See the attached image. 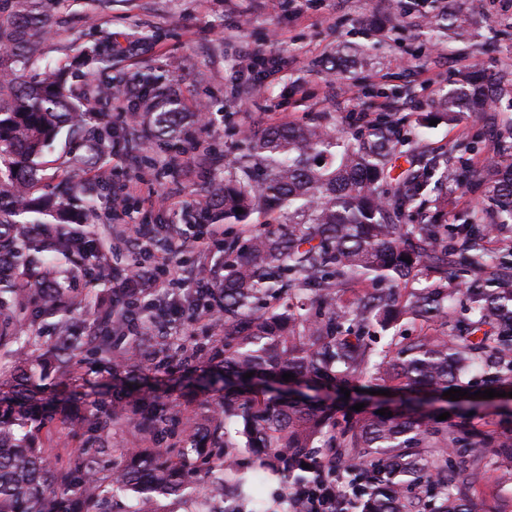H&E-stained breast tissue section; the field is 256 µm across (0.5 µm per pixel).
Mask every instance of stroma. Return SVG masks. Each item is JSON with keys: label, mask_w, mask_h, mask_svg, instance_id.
I'll use <instances>...</instances> for the list:
<instances>
[{"label": "stroma", "mask_w": 512, "mask_h": 512, "mask_svg": "<svg viewBox=\"0 0 512 512\" xmlns=\"http://www.w3.org/2000/svg\"><path fill=\"white\" fill-rule=\"evenodd\" d=\"M469 2L471 36L447 46L435 44L411 25L393 9L392 0H66L61 6L45 0L56 25L38 39L41 63L76 56L80 46L113 35L123 72L156 69L164 86L180 98L182 128L192 142L185 150L157 139L143 143L144 160L136 165L115 154L100 179L93 169L80 170L76 181L81 193L97 202L96 211L83 214L80 221L93 226L97 239L109 245L78 269L57 259V278L66 298L89 296L98 308L111 307L117 278L132 266H151V255L142 245L148 230L160 223L168 225L167 235L177 244L176 257L186 271L203 260L222 262L219 246L185 243L181 234L192 223L197 203L223 183L225 157L243 146L241 130L280 120L307 124L322 112L338 127L361 130L358 117L374 111L375 102L362 96L360 88L378 82L400 88L399 98L388 108L414 127L434 111L441 89L460 71L473 66L493 71L512 64V5L507 0ZM366 25L378 29V36L365 40L351 66L328 69V60L351 40L354 29ZM249 49L269 59V66L254 64L245 55ZM414 50L423 56L422 67L411 62ZM96 81L83 65L68 73L74 98L116 120L112 98L89 96ZM424 135L435 147L460 138L475 142L480 159L496 153L495 138L475 113L450 124L437 123ZM84 141V135L62 130L39 178L56 183L72 160L84 155ZM130 182L135 190L127 211L113 212L114 189ZM160 300L181 308L166 328L171 349L207 341L208 324L192 320L186 290H173ZM73 321L82 362L67 375L53 363L36 367L41 402L78 399L93 389L106 398L112 395V366L93 352L99 334L94 314L79 307ZM252 482V490L237 499L241 512H290L279 477L256 472Z\"/></svg>", "instance_id": "1"}]
</instances>
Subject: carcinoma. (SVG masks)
<instances>
[{
    "instance_id": "1",
    "label": "carcinoma",
    "mask_w": 512,
    "mask_h": 512,
    "mask_svg": "<svg viewBox=\"0 0 512 512\" xmlns=\"http://www.w3.org/2000/svg\"><path fill=\"white\" fill-rule=\"evenodd\" d=\"M433 39L461 34L463 5L433 0ZM37 0L0 5V255H11L23 279L0 278V351L19 343L10 312L28 302L58 318L49 350L67 370L78 352L68 335L62 306L41 282L53 279L52 261L85 260L93 242L72 227L74 187L61 180L39 186L36 171L60 130L87 129L97 145L80 164L102 168L114 148L140 161L141 143L117 126L100 124V113L75 103L59 63L38 76L27 69L39 51L31 30L49 29ZM107 37L82 52L99 76L116 66ZM115 99L141 118V138L180 132L177 98L164 94L153 112L139 102L160 88L152 72L117 77ZM509 99L512 68L486 73L469 69L441 94L440 111L427 119L453 121L461 112H487L497 140L495 162L451 169L454 154L471 153L459 140L428 149L405 119L380 108L366 130H340L324 119L293 121L243 132L244 147L224 159V186L197 205V224L242 225L224 242V274L198 265L206 288L189 304L208 300L215 311L206 347L183 350L199 374L198 389L224 391V403L203 423L183 422L175 401L159 395L128 404L90 401L91 422L83 445L62 455L39 448L28 422L41 430L58 415L28 409L0 412V512H112V496L132 497L131 512H162L169 497L234 493L237 460L230 448H246L296 491L294 512H309L307 495L346 484L331 512H476L472 498L497 488L493 462L506 465L512 483V413L491 432L466 417L437 420L447 408L425 409L461 387L512 390V246L498 252L488 241L512 230V117L498 120L492 105ZM481 181L489 207L458 224L441 222L439 198L448 180L459 186ZM243 213H236V209ZM410 258V262L401 257ZM140 283L100 312L103 335L97 352L123 368L140 357L159 378L171 359L156 333L162 312L149 318L127 350L112 349L125 334ZM413 323L415 335L401 330ZM16 366L0 365V400L15 392ZM253 373L246 379L244 375ZM291 373L306 391L283 394L274 385ZM366 384L408 399L360 411L319 393ZM385 408L392 416L379 415ZM143 419L146 448H127L100 475L104 432ZM181 425L178 440L162 450L160 439ZM309 465L305 469L301 464Z\"/></svg>"
}]
</instances>
